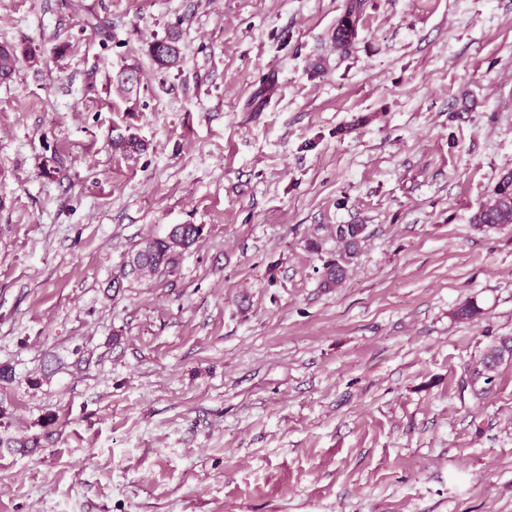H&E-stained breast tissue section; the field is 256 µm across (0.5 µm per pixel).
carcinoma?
<instances>
[{
  "label": "carcinoma",
  "instance_id": "1",
  "mask_svg": "<svg viewBox=\"0 0 512 512\" xmlns=\"http://www.w3.org/2000/svg\"><path fill=\"white\" fill-rule=\"evenodd\" d=\"M361 12V0H348L346 11L336 28V43L343 46L354 35ZM148 52L159 69H169L177 65L181 58L179 34L170 33L162 40L150 43ZM31 55L28 48L20 49L14 45L0 46V79H7L15 71L19 54ZM473 223L481 228H496L512 224V171H507L496 182L490 203L482 206L474 215ZM364 226L351 224L337 232L347 249L346 258L355 255L363 239ZM202 234V228L196 224H175L162 236H154L145 241L144 246L128 261L130 273L140 276H152L170 272L179 263L183 252L188 250ZM344 264L333 261L324 265L322 287L332 289L345 279ZM505 361H512V336H499L489 344L476 364L469 369L468 383L474 386L479 382L489 385L493 381L492 373Z\"/></svg>",
  "mask_w": 512,
  "mask_h": 512
}]
</instances>
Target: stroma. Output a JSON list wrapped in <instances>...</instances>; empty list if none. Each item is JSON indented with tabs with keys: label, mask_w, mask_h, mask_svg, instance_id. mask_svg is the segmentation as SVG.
<instances>
[{
	"label": "stroma",
	"mask_w": 512,
	"mask_h": 512,
	"mask_svg": "<svg viewBox=\"0 0 512 512\" xmlns=\"http://www.w3.org/2000/svg\"><path fill=\"white\" fill-rule=\"evenodd\" d=\"M347 2L0 0V512H512V0ZM362 0H349L343 18L336 28V43L344 46L354 35L355 27L361 12ZM148 52L159 69L175 67L181 58L178 32H171L166 38L151 42ZM18 52L31 57V51L24 47L21 51L14 45L0 46V79H7L15 71L19 55ZM473 224L488 229L512 224V171L501 174L493 188L490 203L475 213ZM202 234L196 224L172 225L163 236L146 240L144 246L128 261L129 273L152 276L171 272L179 263L183 252L188 250ZM504 361H512V336H499L484 349L479 360L469 369L467 383L474 387L482 379L485 385H490L493 381L491 373Z\"/></svg>",
	"instance_id": "1"
}]
</instances>
